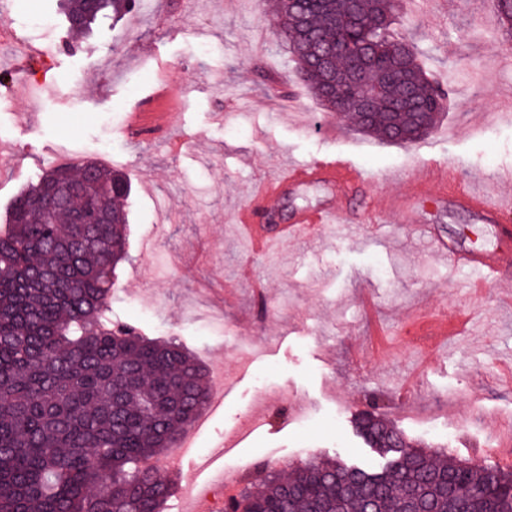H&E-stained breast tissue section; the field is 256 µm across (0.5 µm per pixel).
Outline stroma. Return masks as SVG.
<instances>
[{
    "instance_id": "35a3bbf8",
    "label": "stroma",
    "mask_w": 512,
    "mask_h": 512,
    "mask_svg": "<svg viewBox=\"0 0 512 512\" xmlns=\"http://www.w3.org/2000/svg\"><path fill=\"white\" fill-rule=\"evenodd\" d=\"M7 14L50 11L56 32L17 36L47 57L44 85L0 80V146L15 169L0 177V225L42 171L98 159L103 141L132 184L127 257L112 293L114 317L148 337L177 338L207 369L228 376L224 406L197 446L224 444L239 477L261 484L267 467L308 457L376 462L354 428L378 398L383 418L414 448L479 466L512 468L501 424L512 418V266L483 292L468 271L430 251L411 225L386 220L326 229L255 254L233 220L256 180L282 164L340 154L369 176L361 196L410 190L407 175L437 158L472 173L492 194L512 196L494 174L512 170V53L483 23L491 0H409L397 31L450 89L451 105L424 139L393 145L349 128L295 76V62L266 24L260 0H149L90 34L70 31L60 0H0ZM166 78L179 96L170 139L134 142L101 121L127 110ZM223 122L211 120L212 113ZM322 183L287 189L284 220L335 203ZM425 223L464 247L501 241L497 225L442 202ZM425 308L470 316V333L431 345L413 321ZM280 387L258 402L257 381ZM430 413L433 428L416 418Z\"/></svg>"
}]
</instances>
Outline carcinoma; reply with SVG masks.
Listing matches in <instances>:
<instances>
[{"mask_svg": "<svg viewBox=\"0 0 512 512\" xmlns=\"http://www.w3.org/2000/svg\"><path fill=\"white\" fill-rule=\"evenodd\" d=\"M142 0H63L70 28L120 16ZM398 0H273L267 25L293 55L298 78L333 111V74H355L370 114L347 117L395 145L427 136L449 105L444 85L413 58L396 72ZM492 22L512 38V0H492ZM343 29L369 59L330 56ZM129 182L86 161L53 166L16 197L0 228V512H164L170 482L150 461L177 447L209 400L207 371L180 342L112 323L116 268L128 240ZM84 209L102 224H77ZM359 427L391 468H355L311 458L247 483L231 512H512V471L443 459L406 444L367 405Z\"/></svg>", "mask_w": 512, "mask_h": 512, "instance_id": "cac0c4a2", "label": "carcinoma"}]
</instances>
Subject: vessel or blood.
Instances as JSON below:
<instances>
[{
	"label": "vessel or blood",
	"mask_w": 512,
	"mask_h": 512,
	"mask_svg": "<svg viewBox=\"0 0 512 512\" xmlns=\"http://www.w3.org/2000/svg\"><path fill=\"white\" fill-rule=\"evenodd\" d=\"M168 84L162 83L148 96L136 102L124 127L125 135L136 142L160 139L166 136L168 125L164 105L172 101ZM321 179L336 185L341 195L364 185L367 174L336 156H326L307 163L292 164L264 181L256 192L249 195L238 210L236 221L249 232L253 251H266L271 245L282 244L296 237H313L326 225L347 224L351 218L344 207L317 208L301 211L293 223L278 225L268 231L261 224L272 200L277 199L285 188L301 186ZM410 194L387 197L384 206L368 202L361 217L362 222L378 223L380 214H387L403 223L416 220L424 205L449 200L458 208L478 215L492 217L504 227V236L512 235V205L497 200L473 188L469 179L463 178L457 167L444 162L424 166L410 177ZM434 248L447 256L451 266L481 274L483 278H496L500 271L512 265V249L492 247L463 250L448 241L432 237Z\"/></svg>",
	"instance_id": "1"
}]
</instances>
